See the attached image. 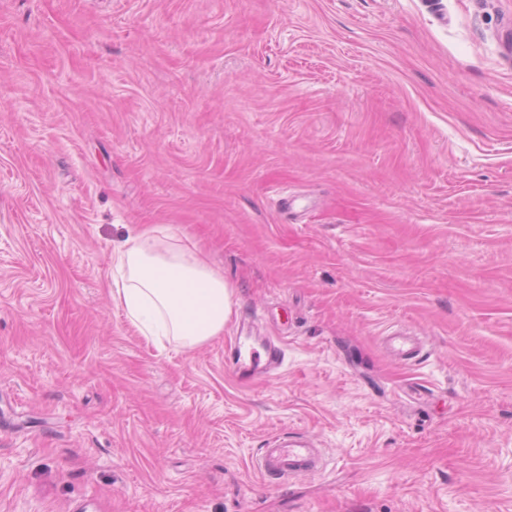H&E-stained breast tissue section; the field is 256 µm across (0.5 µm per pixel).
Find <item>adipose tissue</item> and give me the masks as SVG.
<instances>
[{
  "label": "adipose tissue",
  "instance_id": "1",
  "mask_svg": "<svg viewBox=\"0 0 512 512\" xmlns=\"http://www.w3.org/2000/svg\"><path fill=\"white\" fill-rule=\"evenodd\" d=\"M112 277L131 324L158 343L202 344L223 334L232 313L223 272L166 225L129 235L112 254Z\"/></svg>",
  "mask_w": 512,
  "mask_h": 512
}]
</instances>
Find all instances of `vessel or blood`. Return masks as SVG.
I'll return each instance as SVG.
<instances>
[{
	"instance_id": "b4317fda",
	"label": "vessel or blood",
	"mask_w": 512,
	"mask_h": 512,
	"mask_svg": "<svg viewBox=\"0 0 512 512\" xmlns=\"http://www.w3.org/2000/svg\"><path fill=\"white\" fill-rule=\"evenodd\" d=\"M284 351L276 344H268L264 356L237 357L232 366L241 380L257 381L276 370L283 362ZM322 454L313 442L302 436H277L266 445L256 465L267 476L288 480L317 470Z\"/></svg>"
}]
</instances>
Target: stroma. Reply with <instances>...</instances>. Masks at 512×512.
I'll use <instances>...</instances> for the list:
<instances>
[{
  "instance_id": "obj_1",
  "label": "stroma",
  "mask_w": 512,
  "mask_h": 512,
  "mask_svg": "<svg viewBox=\"0 0 512 512\" xmlns=\"http://www.w3.org/2000/svg\"><path fill=\"white\" fill-rule=\"evenodd\" d=\"M151 224L233 291L191 350L112 296ZM0 512H512V0H0ZM386 341L391 349V353L404 360L415 358L421 352V347L415 346L412 340L408 336H405V334L387 336ZM235 348L238 351V357L232 366V371L240 380L258 381L276 370L283 362L284 351L274 343H269L264 359L260 355L255 356L250 353L248 358L242 356L241 347L236 343ZM322 454L313 442L302 436H276L257 458L256 465L267 476L288 480L314 472Z\"/></svg>"
}]
</instances>
